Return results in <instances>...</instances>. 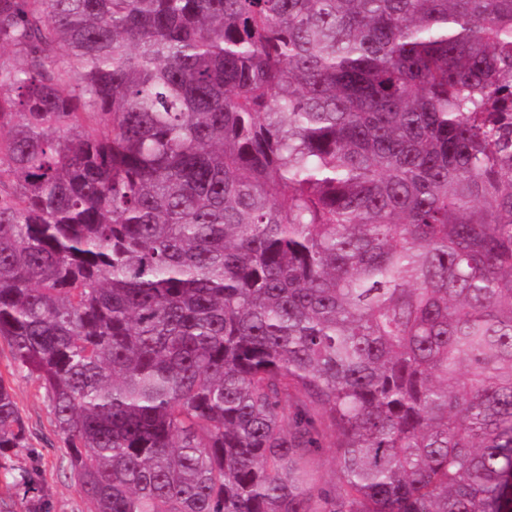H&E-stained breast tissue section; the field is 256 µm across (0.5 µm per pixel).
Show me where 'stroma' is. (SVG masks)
Returning <instances> with one entry per match:
<instances>
[{"mask_svg":"<svg viewBox=\"0 0 512 512\" xmlns=\"http://www.w3.org/2000/svg\"><path fill=\"white\" fill-rule=\"evenodd\" d=\"M0 377L14 392L19 413L28 432L25 448L19 449L0 469V485L12 471L24 470L31 477L28 487L0 502V512H86L85 499L71 478L62 438L55 424L49 400L36 381L18 370L5 341H0Z\"/></svg>","mask_w":512,"mask_h":512,"instance_id":"35a3bbf8","label":"stroma"}]
</instances>
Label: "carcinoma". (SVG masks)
<instances>
[{
	"label": "carcinoma",
	"instance_id": "obj_1",
	"mask_svg": "<svg viewBox=\"0 0 512 512\" xmlns=\"http://www.w3.org/2000/svg\"><path fill=\"white\" fill-rule=\"evenodd\" d=\"M0 339L90 512H512V0H0ZM311 467L316 478L330 486L338 481V474L333 462V437L328 432L323 440V448L311 458Z\"/></svg>",
	"mask_w": 512,
	"mask_h": 512
}]
</instances>
